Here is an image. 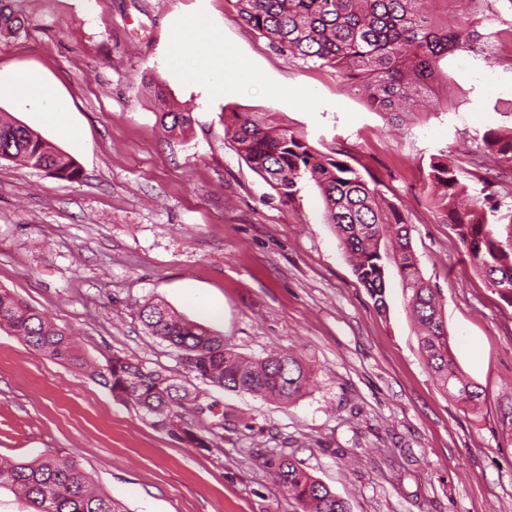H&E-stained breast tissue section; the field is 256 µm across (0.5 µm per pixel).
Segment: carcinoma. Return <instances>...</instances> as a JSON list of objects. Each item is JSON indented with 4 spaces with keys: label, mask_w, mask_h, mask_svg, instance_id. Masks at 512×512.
Returning a JSON list of instances; mask_svg holds the SVG:
<instances>
[{
    "label": "carcinoma",
    "mask_w": 512,
    "mask_h": 512,
    "mask_svg": "<svg viewBox=\"0 0 512 512\" xmlns=\"http://www.w3.org/2000/svg\"><path fill=\"white\" fill-rule=\"evenodd\" d=\"M0 0V36L19 37L29 22ZM428 0H235L240 18L276 50L311 67H332L357 79L371 105L393 115L410 112L438 77L440 60L457 51L478 52L490 60L494 41L481 39L473 20L483 0H462L466 7L450 26L429 15ZM168 133L191 126V115L170 108L157 113ZM224 134L255 172L287 201L311 182L321 192L327 221L335 225L344 252L359 282L386 308V270L393 264L409 305L422 328L427 366L466 412L477 414L484 400L476 383L456 363L433 288L421 276L407 221L382 201L360 171L347 161L315 151L305 136L286 126H272L253 112L224 113ZM482 152L512 164V130L489 129ZM0 160L22 161L60 179L75 180L76 160L56 149L30 128L0 118ZM430 203L448 214L488 288L512 306V206L500 211L492 197L468 193L447 155L431 159ZM507 280L508 287L496 281ZM139 318L146 331L175 352L194 379L215 387L288 402L309 381V369L295 354L278 350L248 359L224 344V337L179 316L166 303L148 301ZM20 337L33 351L86 370L112 396L133 405L151 424L180 443L207 447L202 430L184 420L185 405L200 391L164 369L114 355L94 364L78 354L69 336L52 317L5 288H0V328ZM264 468L301 512H349L347 503L283 453L265 457ZM28 504L29 512H129L120 501L96 488L78 461L61 452H46L31 461L0 463V489Z\"/></svg>",
    "instance_id": "carcinoma-1"
}]
</instances>
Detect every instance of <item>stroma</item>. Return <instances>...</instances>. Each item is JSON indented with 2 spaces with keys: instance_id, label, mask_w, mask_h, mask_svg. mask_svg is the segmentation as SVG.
<instances>
[{
  "instance_id": "35a3bbf8",
  "label": "stroma",
  "mask_w": 512,
  "mask_h": 512,
  "mask_svg": "<svg viewBox=\"0 0 512 512\" xmlns=\"http://www.w3.org/2000/svg\"><path fill=\"white\" fill-rule=\"evenodd\" d=\"M30 19L0 36V73L36 68L70 107L77 138L0 97V112L74 157L79 179L0 162V287L47 311L81 353L185 371L139 316L144 298L222 335L241 354L293 350L310 385L287 406L212 390L210 444L193 448L66 362L0 330V458L74 455L129 512H297L255 454L284 452L349 512H512V306L487 288L432 208L431 158L450 151L470 193L512 204V169L480 152L512 128V11L492 61L449 56L434 95L393 120L335 69H307L242 22L233 0H18ZM222 36L224 91L187 81L174 44L185 16ZM191 112L165 132L147 83ZM256 112L338 151L408 222L455 358L482 389L464 413L428 368L396 268L378 311L345 260L322 196L280 198L224 136V112Z\"/></svg>"
}]
</instances>
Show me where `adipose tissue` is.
<instances>
[{"instance_id":"ef3b65f1","label":"adipose tissue","mask_w":512,"mask_h":512,"mask_svg":"<svg viewBox=\"0 0 512 512\" xmlns=\"http://www.w3.org/2000/svg\"><path fill=\"white\" fill-rule=\"evenodd\" d=\"M205 27L203 19L188 17L183 28L184 35L193 42L188 53L183 56V71L187 79L206 82L214 92L224 90V70L211 61L212 40L199 41L195 35ZM10 93L20 96L23 103L43 113L56 132L64 138L76 137L77 131L71 125L66 102L59 96L56 86L44 79L36 70H24L0 77V94Z\"/></svg>"}]
</instances>
